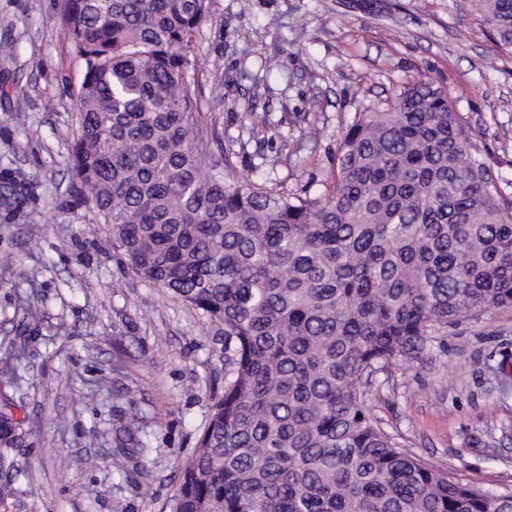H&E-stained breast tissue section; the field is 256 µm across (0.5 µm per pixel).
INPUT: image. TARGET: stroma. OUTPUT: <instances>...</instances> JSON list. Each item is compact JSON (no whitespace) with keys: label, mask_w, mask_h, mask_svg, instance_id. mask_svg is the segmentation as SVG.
Wrapping results in <instances>:
<instances>
[{"label":"stroma","mask_w":512,"mask_h":512,"mask_svg":"<svg viewBox=\"0 0 512 512\" xmlns=\"http://www.w3.org/2000/svg\"><path fill=\"white\" fill-rule=\"evenodd\" d=\"M60 4L0 0V256L14 259L0 266V359L20 301L34 296L42 314L10 387L29 419L15 455L28 494L12 512H172L222 363L210 326L117 261L76 191L62 133L77 126L81 73ZM189 76L215 157L240 176L271 161L268 179L313 197L355 113L427 79L512 202V54L472 0H212ZM369 405L423 459L512 492V311L450 328ZM133 415L148 449L138 470L113 425Z\"/></svg>","instance_id":"obj_1"}]
</instances>
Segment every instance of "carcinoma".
Listing matches in <instances>:
<instances>
[{
    "mask_svg": "<svg viewBox=\"0 0 512 512\" xmlns=\"http://www.w3.org/2000/svg\"><path fill=\"white\" fill-rule=\"evenodd\" d=\"M512 53V0H474ZM211 0H63L82 80L70 159L91 223L140 281L196 311L224 359L173 512H512L385 430L371 375L452 326L512 310L508 206L448 96L423 79L360 112L332 186L230 181L188 69ZM0 378H16L32 298ZM0 394V512L25 494L26 425Z\"/></svg>",
    "mask_w": 512,
    "mask_h": 512,
    "instance_id": "1",
    "label": "carcinoma"
}]
</instances>
